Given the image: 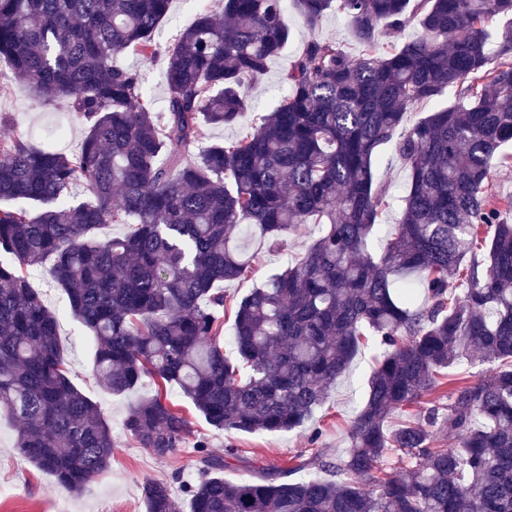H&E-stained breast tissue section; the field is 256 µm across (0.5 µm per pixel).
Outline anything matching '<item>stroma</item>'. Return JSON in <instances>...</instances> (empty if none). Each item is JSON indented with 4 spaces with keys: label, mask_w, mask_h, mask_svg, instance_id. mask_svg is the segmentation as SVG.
Here are the masks:
<instances>
[{
    "label": "stroma",
    "mask_w": 512,
    "mask_h": 512,
    "mask_svg": "<svg viewBox=\"0 0 512 512\" xmlns=\"http://www.w3.org/2000/svg\"><path fill=\"white\" fill-rule=\"evenodd\" d=\"M213 4L214 0H173L156 33L157 42L164 47L172 44L175 36L191 23L196 14ZM291 26L293 36L287 51L271 62L266 75L247 85L254 106L253 112L247 115L248 120L264 115L286 93L283 75L311 38L336 42L353 56L363 50L348 22L338 14H328L319 29L314 31L296 18L292 19ZM4 70L5 65L0 62V116L9 119L11 132L24 141L48 145L62 152L77 148L84 132L82 119L67 111L65 102L45 105L35 100L26 87L4 77ZM380 153L382 161L375 175L377 181L387 185L390 197V205L383 211L380 221L392 224L400 214L408 173L396 155L395 142L382 146ZM314 238L313 226L304 224L288 231L281 248L272 250L251 243L250 251L255 255L253 269L244 278L225 282L226 296L240 298L247 295L269 275L301 259ZM33 282L40 289L47 307L58 316L59 341L73 384L97 403L111 426L112 464L83 490H68L21 455L14 446L15 422L9 417H2L0 512H144L142 489L151 480L167 482L180 512H190V501L183 487L199 479L194 448L187 445L161 459L140 448L123 426L129 407L154 394L153 382L144 381L134 391L120 396L103 390L92 368L91 340L81 324L69 315L65 292L57 286L46 267L34 271ZM380 353L376 342L362 347L346 372L331 387L324 406L302 427L277 434L213 429L178 389H167L166 395L188 417L194 435L205 437L210 452L223 454L230 445L241 449V461L224 471L225 479L237 481L248 477L253 467L275 469L294 466L298 455H310L316 448L332 458L343 455L350 446V426L364 401L367 381ZM314 433L319 436L315 442L310 439Z\"/></svg>",
    "instance_id": "35a3bbf8"
}]
</instances>
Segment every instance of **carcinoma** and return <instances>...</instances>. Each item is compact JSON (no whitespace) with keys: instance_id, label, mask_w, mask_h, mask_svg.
<instances>
[{"instance_id":"carcinoma-1","label":"carcinoma","mask_w":512,"mask_h":512,"mask_svg":"<svg viewBox=\"0 0 512 512\" xmlns=\"http://www.w3.org/2000/svg\"><path fill=\"white\" fill-rule=\"evenodd\" d=\"M217 2L168 48L159 110L141 72L115 58L159 55L171 0H0L10 78L85 124L67 154L0 123V410L20 422L15 448L70 489L112 459L111 427L72 383L58 320L30 282L48 263L93 338L99 385L157 386L124 425L158 458L191 436L164 388L218 430L289 431L326 402L363 338H380L344 456L317 450L275 478L232 482L224 469L238 449L215 455L198 437L192 512H512V224L489 187L493 161L512 164L501 151L512 141V0ZM290 7L311 31L341 14L364 52L309 40L287 93L245 123V83L286 48ZM494 18L506 20L495 33ZM411 22L420 37L379 52L383 30ZM452 86L470 104L431 113L396 146L409 184L375 254L389 205L379 148ZM230 125L235 139L187 159L208 127ZM109 224L128 231L101 236ZM299 224L317 230L304 257L232 303L228 357L219 284L250 272L246 242L274 249ZM450 274L467 288L450 287ZM476 360L484 379L453 373ZM443 385L448 405L390 424ZM390 451L406 462L396 477L383 470ZM144 500L145 512H179L164 482L147 483Z\"/></svg>"}]
</instances>
